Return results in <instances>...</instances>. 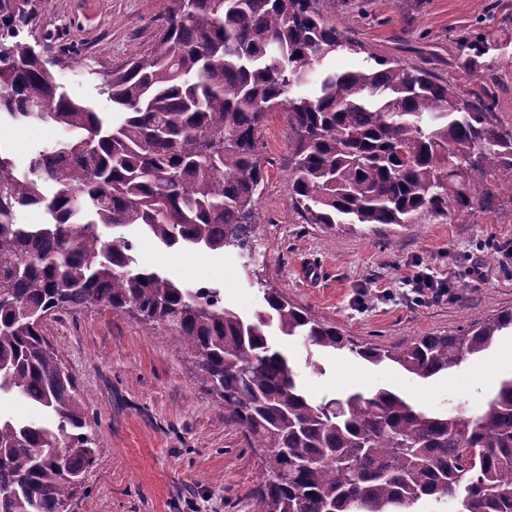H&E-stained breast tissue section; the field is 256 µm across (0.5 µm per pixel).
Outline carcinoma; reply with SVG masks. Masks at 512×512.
<instances>
[{"mask_svg":"<svg viewBox=\"0 0 512 512\" xmlns=\"http://www.w3.org/2000/svg\"><path fill=\"white\" fill-rule=\"evenodd\" d=\"M37 0H0V121L39 122L64 135L23 174L0 156V394L48 419L0 416V512H63L84 492L95 438L86 400L42 334L55 313L103 305L170 325L220 397L224 418L265 449L260 512H512V376L483 408L426 409L379 388L316 400L274 325L311 351H348L430 379L512 336V310L455 336H420L397 351L358 345L266 289L246 319L217 288H193L141 266L116 229L167 248H253L263 182L258 129L287 113L292 208L305 224H410L423 210L483 209L494 179L512 184V127L494 118L486 35L456 39L465 90L426 69L372 57L325 67L355 42L319 0H165L149 51L102 78L112 111L70 96L56 62L20 38ZM315 76L318 92L294 88ZM43 224H23L25 208Z\"/></svg>","mask_w":512,"mask_h":512,"instance_id":"obj_1","label":"carcinoma"}]
</instances>
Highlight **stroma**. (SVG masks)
Instances as JSON below:
<instances>
[{
    "label": "stroma",
    "instance_id": "obj_1",
    "mask_svg": "<svg viewBox=\"0 0 512 512\" xmlns=\"http://www.w3.org/2000/svg\"><path fill=\"white\" fill-rule=\"evenodd\" d=\"M164 0H39V19L26 40L55 60L58 81L74 97L109 104L99 93L103 75L146 49L163 22ZM325 17L354 50L337 52L336 69L357 70L372 55L396 57L437 77L467 83L456 65L458 35L483 25L497 40L512 37V0H320ZM290 130L272 112L258 137L264 181L252 255L169 249L142 237L141 265L157 267L185 285L204 280L225 306L251 318L272 288L319 320L335 323L358 343L388 349L417 336L454 333L512 308V184L498 183L487 209L449 217L435 212L418 223L328 228L302 223L288 197ZM57 131L41 123L0 126V156L25 171ZM480 272H473V265ZM446 278L440 301H414L416 275ZM43 334L90 406L96 454L84 474L87 493L73 512H258L255 489L262 462L240 428L198 381L180 336L166 325L145 328L131 314L99 305L51 316ZM288 350L307 392L335 398L352 391L344 375L359 366L372 388L404 391L416 404L476 410L507 368L474 374V360L451 377L410 380L390 366L356 362L347 354L307 363L302 341L274 337Z\"/></svg>",
    "mask_w": 512,
    "mask_h": 512
}]
</instances>
